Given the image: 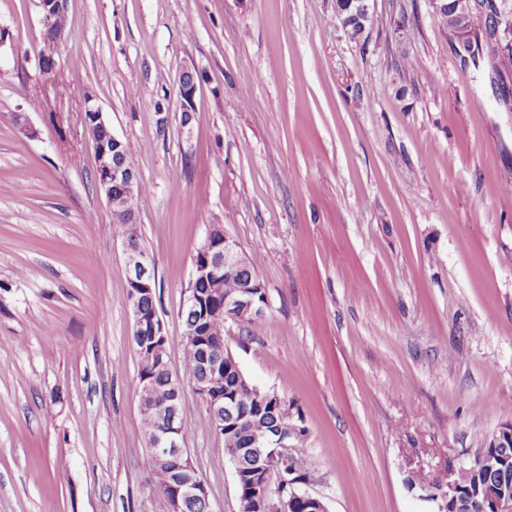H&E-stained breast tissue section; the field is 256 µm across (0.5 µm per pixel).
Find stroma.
<instances>
[{
    "instance_id": "1",
    "label": "stroma",
    "mask_w": 512,
    "mask_h": 512,
    "mask_svg": "<svg viewBox=\"0 0 512 512\" xmlns=\"http://www.w3.org/2000/svg\"><path fill=\"white\" fill-rule=\"evenodd\" d=\"M371 8L354 42L336 0H68L61 93L37 69L40 0H0V512L165 508L88 94L143 146L172 367L195 250L224 225L267 298L226 343L301 416L303 489L329 512H433L410 471L469 464L512 422V64L469 56L431 0ZM183 427L214 512H239L192 394Z\"/></svg>"
}]
</instances>
